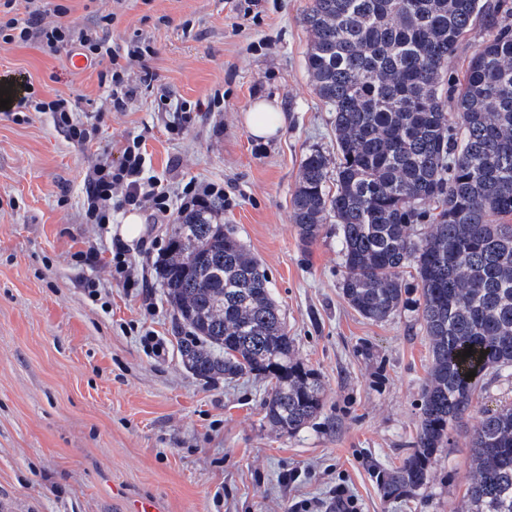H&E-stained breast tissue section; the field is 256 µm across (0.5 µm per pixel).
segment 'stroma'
<instances>
[{
    "instance_id": "stroma-1",
    "label": "stroma",
    "mask_w": 512,
    "mask_h": 512,
    "mask_svg": "<svg viewBox=\"0 0 512 512\" xmlns=\"http://www.w3.org/2000/svg\"><path fill=\"white\" fill-rule=\"evenodd\" d=\"M310 3L43 0L44 25L90 27L111 14L112 45L151 48L128 60L130 94L119 108L108 60L76 69L68 53L0 40V82L74 100L75 122L99 128L79 146L51 113L0 112V512H133L142 497L158 512H288L337 487L357 512H460L470 431L485 410L512 404V378L478 388L428 488L383 498L376 475L411 451L430 348L415 312L373 323L348 305L334 222L308 245L294 227L305 155L336 154L335 114L305 66L301 17ZM272 98L285 123L255 139L244 115ZM179 105L187 111L173 131ZM135 139L146 175L171 200L192 180L227 191L218 223L265 266L296 359L324 382L321 417L296 434L264 421V379L187 371L177 314L154 272L157 250L140 240L127 246L130 262L153 272L147 300L114 268L78 258L87 244L114 241L111 229L82 219L86 176L97 163L119 162ZM87 279L105 288L106 302L87 296ZM148 330L166 340L164 358L144 351Z\"/></svg>"
}]
</instances>
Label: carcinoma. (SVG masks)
I'll return each mask as SVG.
<instances>
[{"label": "carcinoma", "instance_id": "carcinoma-1", "mask_svg": "<svg viewBox=\"0 0 512 512\" xmlns=\"http://www.w3.org/2000/svg\"><path fill=\"white\" fill-rule=\"evenodd\" d=\"M301 22L337 156L333 170L319 150L303 159L296 232L311 243L334 219L344 299L372 322L413 306L430 343L412 451L379 474L396 500L427 488L479 383L512 371V0H312ZM477 26L484 39L459 80L449 61ZM176 224L160 278L191 331L177 337L185 367L264 378L263 419L300 431L322 413L324 384L294 358L266 268L207 212ZM470 448L461 512H512V405L483 413Z\"/></svg>", "mask_w": 512, "mask_h": 512}]
</instances>
